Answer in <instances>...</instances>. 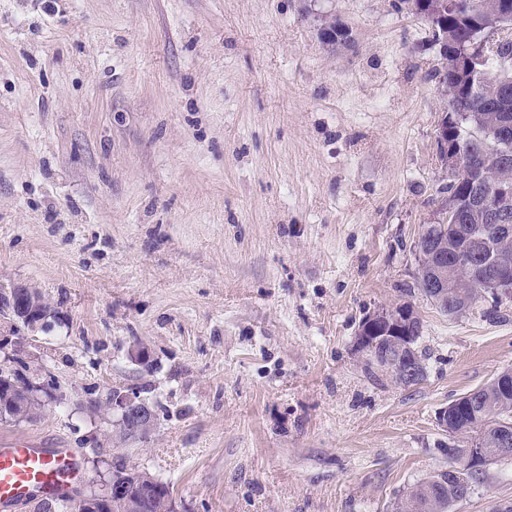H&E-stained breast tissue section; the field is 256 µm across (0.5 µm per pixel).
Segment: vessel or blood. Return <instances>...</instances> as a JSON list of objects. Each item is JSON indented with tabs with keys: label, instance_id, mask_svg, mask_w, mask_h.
I'll use <instances>...</instances> for the list:
<instances>
[{
	"label": "vessel or blood",
	"instance_id": "vessel-or-blood-1",
	"mask_svg": "<svg viewBox=\"0 0 512 512\" xmlns=\"http://www.w3.org/2000/svg\"><path fill=\"white\" fill-rule=\"evenodd\" d=\"M80 471L68 449L46 450L32 442L0 446V512L37 497L58 496Z\"/></svg>",
	"mask_w": 512,
	"mask_h": 512
}]
</instances>
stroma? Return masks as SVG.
I'll return each mask as SVG.
<instances>
[{
  "instance_id": "1",
  "label": "stroma",
  "mask_w": 512,
  "mask_h": 512,
  "mask_svg": "<svg viewBox=\"0 0 512 512\" xmlns=\"http://www.w3.org/2000/svg\"><path fill=\"white\" fill-rule=\"evenodd\" d=\"M394 3L0 0V285L50 304L23 358L64 394L0 443L73 449L87 492L149 472L181 512H391L447 465L436 413L512 368V301L448 316L415 287L446 102ZM399 305L409 387L356 346ZM131 387L156 420L125 439L87 406ZM504 503L512 463L452 512ZM368 317V316H366ZM365 317V318H366ZM418 317L415 310L412 306L403 307L396 306L391 308H382L374 313H372L365 321L363 326L358 330V338L357 345L360 351L364 352L367 355L366 360V370L372 371L373 368L387 370L392 373V376L396 379V381L404 384L405 386H413L421 383L426 376V353L421 350L418 346V341L421 338L422 332V323L419 321L406 329L407 333L405 336H402L403 330L405 327L409 326V324ZM404 326V327H403ZM409 336H412L413 339V355H414V363H411L406 355H409L411 359L410 352L404 351L402 354V363L406 364L403 367H399V354L396 352L393 353L391 358H386L387 353L391 350L390 346H395L397 348H404L410 350V345L407 342L409 340ZM399 338H403L400 340ZM382 340H387L389 345L386 343H381L377 346L376 350L374 346ZM375 350V354H370ZM397 363V369H395L394 374V366ZM414 366L417 368V377L409 382L399 381L398 377L404 376L409 377L414 372ZM397 375V376H396Z\"/></svg>"
}]
</instances>
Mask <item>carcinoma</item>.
I'll return each mask as SVG.
<instances>
[{
    "mask_svg": "<svg viewBox=\"0 0 512 512\" xmlns=\"http://www.w3.org/2000/svg\"><path fill=\"white\" fill-rule=\"evenodd\" d=\"M505 0H456L454 9H448V0H399L398 10L417 15L435 6L440 7L436 19V31L432 33L431 43L439 41L454 43L471 57H480L477 64L479 72L474 84L448 70L447 64L431 72L438 87L448 97L450 111L464 114L456 125L448 127V140L463 158L468 161L471 171L463 180L448 178L441 192L448 194L459 202V212L464 219L459 226H446L444 237L448 246L456 247L463 241L461 228L466 233L484 241L497 242L494 222L479 212L469 208V199L475 195H496L495 186L488 183L483 173L501 171L500 183L512 186V64H501V58L512 56V44L502 46L498 52L480 53V48L472 42L474 27H494L498 21L499 11L504 8ZM508 132V139H502L503 132ZM454 287L448 289V303L460 299L468 301L473 307L484 299L477 285L489 280L485 269L476 266L466 273L457 275L445 270ZM422 323L418 322L407 328V335L413 339L414 363L417 377L407 385L421 383L426 376V353L418 346L421 338ZM391 347L385 343L377 346L375 354L367 355L366 370L374 368L394 372L399 360L395 353L386 358ZM24 362L10 368H0V421L3 418L19 415L25 411L23 393L29 382L26 372L22 371ZM494 395V388L489 384L471 391L466 398H458L450 403L449 416L451 426L459 431L457 440L448 444V459H453L464 447L466 440L476 434L486 435V448L494 461L503 458L495 456L493 430L502 422L512 423V397L503 402H488ZM127 482L126 493L137 502L138 512H159L163 501L173 496L170 484L155 478L147 472L117 468ZM470 496L463 487L448 479V469L440 468L426 474L413 486L407 488L395 503V512H451L453 505Z\"/></svg>",
    "mask_w": 512,
    "mask_h": 512,
    "instance_id": "obj_1",
    "label": "carcinoma"
}]
</instances>
